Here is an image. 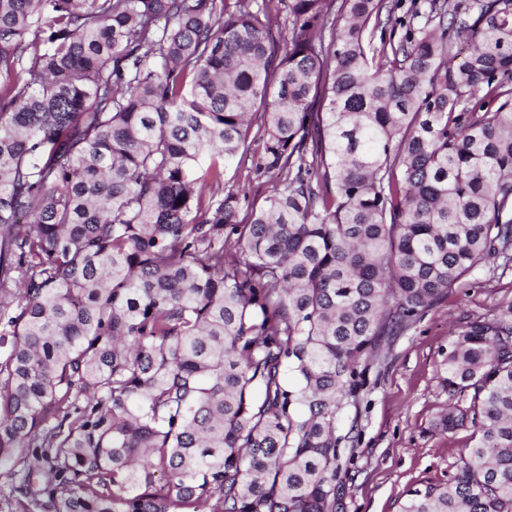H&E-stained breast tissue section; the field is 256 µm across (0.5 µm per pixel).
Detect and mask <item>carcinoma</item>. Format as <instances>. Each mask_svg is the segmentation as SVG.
I'll use <instances>...</instances> for the list:
<instances>
[{
  "label": "carcinoma",
  "instance_id": "1",
  "mask_svg": "<svg viewBox=\"0 0 512 512\" xmlns=\"http://www.w3.org/2000/svg\"><path fill=\"white\" fill-rule=\"evenodd\" d=\"M0 0V475L29 512H337L362 359L512 261V0ZM275 177L224 190L251 117ZM251 205L248 222L239 221ZM291 372L295 383L285 382ZM473 446L400 512H512V305Z\"/></svg>",
  "mask_w": 512,
  "mask_h": 512
}]
</instances>
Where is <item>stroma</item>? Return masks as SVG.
I'll use <instances>...</instances> for the list:
<instances>
[{"label": "stroma", "instance_id": "35a3bbf8", "mask_svg": "<svg viewBox=\"0 0 512 512\" xmlns=\"http://www.w3.org/2000/svg\"><path fill=\"white\" fill-rule=\"evenodd\" d=\"M262 150L250 142L241 162L224 175L225 189L261 201L275 186L271 176L252 173ZM512 304V265L492 260L476 268L448 297L428 310L404 335L382 339L365 364V385L338 416L349 436L341 464V512H399L410 491L447 482L472 429L432 430L433 420L452 407L440 386V364L451 337L478 317L501 313Z\"/></svg>", "mask_w": 512, "mask_h": 512}]
</instances>
